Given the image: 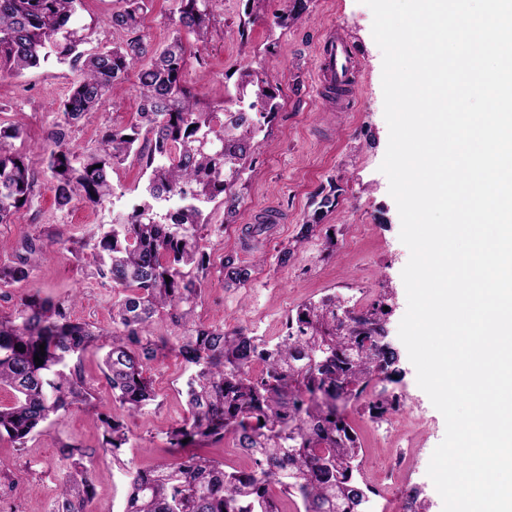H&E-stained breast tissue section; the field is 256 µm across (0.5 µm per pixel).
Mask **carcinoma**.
<instances>
[{
    "mask_svg": "<svg viewBox=\"0 0 512 512\" xmlns=\"http://www.w3.org/2000/svg\"><path fill=\"white\" fill-rule=\"evenodd\" d=\"M219 2L174 0L175 35L152 53L135 38L88 55L81 46L89 27L77 19L81 0H0V73L20 75L52 58L82 74L56 108L58 149L50 151L48 168L58 207L75 199L100 204L113 196L112 170L132 155L147 176L143 199L112 213L89 257L99 278L125 291L112 302L104 374L120 407L137 414L155 397L148 369L163 351H172L189 371L187 416L170 436L178 462L130 473L124 512H284L283 496L300 504L298 512H368L372 489L362 480L361 448L343 407L373 379L396 382L402 375L398 352L386 344L385 303L355 313L327 295L300 306L288 319L287 333L274 340L207 325L195 315L210 272L202 244L206 208L220 197L225 211L236 212V188L253 176L249 159L269 135L278 108L277 88L248 70L238 83L237 101L251 97L245 111L204 110L183 84L187 40L207 39ZM307 2L283 0L274 24L288 27ZM121 3L109 23L133 32L146 0ZM146 55L135 121L107 129L82 156L61 146L65 130L100 108L109 88ZM22 135L17 124H0V224L12 223L34 197L35 176L13 149ZM317 196L297 244L315 234L324 213L336 207L335 191ZM272 229L273 222L260 216L246 227L245 239ZM42 253L39 237L23 236L14 259L0 263V288L28 279ZM251 273L236 255L224 256L220 274L227 285L243 287ZM67 306L66 299L33 297L13 317L0 318V388H10L15 397L0 406V438L20 448L50 416L91 404V388L73 360L95 346L102 332L73 321ZM162 313L180 330L172 341L152 335ZM42 350L38 366L34 356ZM255 358L262 370L253 376ZM98 420L103 450L117 454L128 441L124 427L111 415ZM227 436L248 466L228 471L194 451ZM59 451L70 470L57 512H90L94 454L68 443ZM403 512H427L417 489L406 491Z\"/></svg>",
    "mask_w": 512,
    "mask_h": 512,
    "instance_id": "carcinoma-1",
    "label": "carcinoma"
}]
</instances>
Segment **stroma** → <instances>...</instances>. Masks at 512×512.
I'll return each mask as SVG.
<instances>
[{
	"instance_id": "obj_1",
	"label": "stroma",
	"mask_w": 512,
	"mask_h": 512,
	"mask_svg": "<svg viewBox=\"0 0 512 512\" xmlns=\"http://www.w3.org/2000/svg\"><path fill=\"white\" fill-rule=\"evenodd\" d=\"M119 6V0H82L79 18L91 28L85 52L129 40V32L108 23ZM245 7L246 0H222L210 21L208 41L192 44L183 74L185 87L204 109L221 105L235 110L238 71L244 66L280 87L277 114L256 156L257 173L239 187L236 214L228 219L222 204L208 207L214 229L203 244L213 271L205 281L197 316L206 324L228 330L243 327L271 339L285 332L299 306L323 296H337L357 311L386 298L387 336L401 353L404 376L397 383L371 382L361 398L348 403L345 414L363 449L362 476L377 491L372 512H399L405 492L413 487L428 498L430 512H442L427 468L445 435V420L418 386L398 336L407 308L401 273L410 253L399 238L398 208L380 170L389 130L383 56L372 36V12L362 0H309L307 11L282 29L272 22L283 7L281 0H264L259 19L252 23L245 20ZM173 8V0H152L136 33L149 50L167 41ZM333 30L349 40L357 64L350 104L342 109L333 108L329 97L318 96L315 89L318 52ZM78 77V71L52 60L21 75H0V123L24 128L25 137L15 141L14 149L36 178L30 206L20 209L13 223L0 224V242L12 247L25 234L37 233L45 250L29 279L0 290V316L14 314L21 300L33 294L54 300L71 296V318L104 331L79 362L92 388L90 406L75 405L50 416L26 447L0 439V467L9 470L16 484L12 490L0 487V512H56L59 484L68 467L59 453L64 443L95 451L90 512H122L130 471L172 461L169 434L185 416L187 372L174 356L159 359L149 370L156 398L135 415L114 404L103 373L102 359L112 343V301L120 291L92 276L76 260L75 251L93 244L100 225L110 223L113 212L139 197L145 179L132 156L111 174L115 197L98 205L77 199L67 209L56 206L46 166L52 147L49 135L54 107L69 96ZM138 104L137 74L132 71L110 89L101 109L72 128L67 147H95L105 128L133 122ZM330 182L338 188L335 208L324 215L320 231L295 249L287 264H280L282 245L293 241L301 224L310 220L315 193ZM270 210L279 216L274 229L256 249H244V227ZM228 253L252 265L246 287L228 288L221 281L217 269ZM392 398L400 401L397 410L370 416L369 402ZM102 413L119 417L124 425L129 442L119 453L102 450Z\"/></svg>"
}]
</instances>
